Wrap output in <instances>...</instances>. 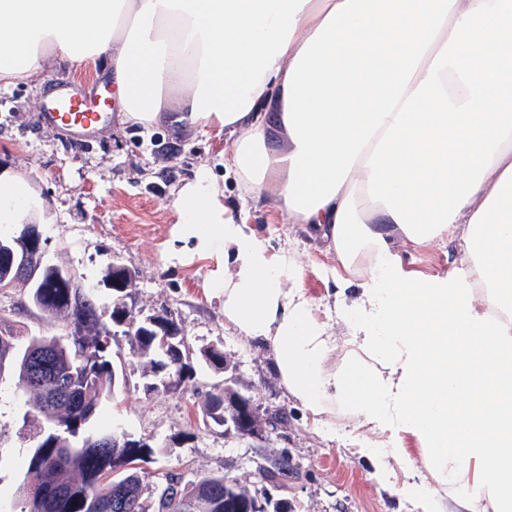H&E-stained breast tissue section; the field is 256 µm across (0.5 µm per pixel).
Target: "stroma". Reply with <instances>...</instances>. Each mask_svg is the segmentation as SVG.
Instances as JSON below:
<instances>
[{
  "label": "stroma",
  "mask_w": 512,
  "mask_h": 512,
  "mask_svg": "<svg viewBox=\"0 0 512 512\" xmlns=\"http://www.w3.org/2000/svg\"><path fill=\"white\" fill-rule=\"evenodd\" d=\"M46 79L20 81L0 88V165L25 176L48 204L41 225L46 263L75 273L79 283L93 285L94 303L112 334V363L120 384L101 406L92 427L117 429L127 438L147 442L154 454L147 465L153 474H172L189 482L202 474H223L251 491L290 501L295 512H422L415 500L397 492L405 480L396 472L392 486L370 479L372 466L358 454L357 443L369 438L354 415L336 409V430L327 432L295 403L278 377L271 349L227 322L218 301L208 297L204 281L214 262L197 258L168 265L163 256L173 238L176 217L172 201L178 190L203 167L211 168L227 202H239L234 176L225 174L222 150L231 137L182 128L161 120L155 125H123L110 121L93 135H77L41 121V102L57 82L80 91L100 88L102 66L74 69L47 59ZM240 215L274 247L291 249L301 268L300 286L328 326L335 344L331 365H340L347 349L348 327L339 316L337 288L323 276L338 261L324 243L309 239L300 225L264 203L240 204ZM461 257L456 240L412 251L415 269L425 273L452 270ZM135 276L122 297L133 322L163 315L181 330L192 377L180 389L145 393L154 381L125 334L112 323L117 297L103 282L111 263ZM37 335L61 336L60 318L29 301L19 285L0 289V328ZM223 352L228 372L206 364L205 350ZM232 376L233 387L252 397L258 409L281 407L288 424L259 442L225 432L201 418L200 405ZM13 384L0 385V501L14 502L26 479V460L39 439L37 422L19 427ZM289 457L291 469L277 483L262 481L259 467H275Z\"/></svg>",
  "instance_id": "35a3bbf8"
}]
</instances>
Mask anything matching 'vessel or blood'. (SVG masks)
Listing matches in <instances>:
<instances>
[{
  "label": "vessel or blood",
  "instance_id": "vessel-or-blood-1",
  "mask_svg": "<svg viewBox=\"0 0 512 512\" xmlns=\"http://www.w3.org/2000/svg\"><path fill=\"white\" fill-rule=\"evenodd\" d=\"M104 109V99L83 95L62 81L45 97L42 118L58 127L90 132L103 125Z\"/></svg>",
  "mask_w": 512,
  "mask_h": 512
}]
</instances>
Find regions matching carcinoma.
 <instances>
[{
  "mask_svg": "<svg viewBox=\"0 0 512 512\" xmlns=\"http://www.w3.org/2000/svg\"><path fill=\"white\" fill-rule=\"evenodd\" d=\"M35 242L22 238L15 247L28 254L34 279H16L12 285L28 286L48 314L80 320L81 335L65 340L0 329V368H5L0 384L12 378L22 393L33 395L23 401L21 420L33 416L43 425L29 457L23 498L9 506L0 503V512H254L250 490L210 474L185 484L169 475L153 507L146 505L153 474L143 464L151 450L119 448L121 435L92 430L102 400L115 389L110 331L100 323L91 288L58 283L61 267L43 263L41 255L29 250ZM127 336L157 372L167 369L189 380L190 366L181 362L178 350L162 349L156 329L133 325ZM235 398L233 392L211 394L201 412L222 425L224 404Z\"/></svg>",
  "mask_w": 512,
  "mask_h": 512,
  "instance_id": "cac0c4a2",
  "label": "carcinoma"
}]
</instances>
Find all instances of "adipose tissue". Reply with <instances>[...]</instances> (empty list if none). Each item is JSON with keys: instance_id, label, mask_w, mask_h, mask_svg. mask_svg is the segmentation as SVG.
Listing matches in <instances>:
<instances>
[{"instance_id": "adipose-tissue-1", "label": "adipose tissue", "mask_w": 512, "mask_h": 512, "mask_svg": "<svg viewBox=\"0 0 512 512\" xmlns=\"http://www.w3.org/2000/svg\"><path fill=\"white\" fill-rule=\"evenodd\" d=\"M104 61L121 121L217 129L244 197L306 225L354 288L340 367L287 249L239 220L209 169L172 202L169 263L215 261L224 317L268 344L314 420L381 436L423 512H512V0H0V82ZM46 202L0 171V224ZM458 239L452 271L407 250ZM421 448L413 456L411 447Z\"/></svg>"}]
</instances>
